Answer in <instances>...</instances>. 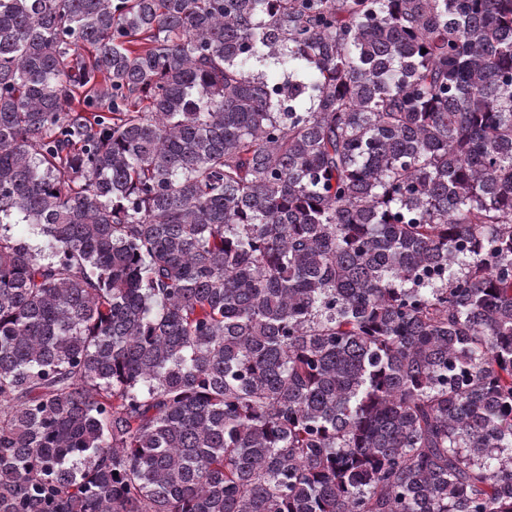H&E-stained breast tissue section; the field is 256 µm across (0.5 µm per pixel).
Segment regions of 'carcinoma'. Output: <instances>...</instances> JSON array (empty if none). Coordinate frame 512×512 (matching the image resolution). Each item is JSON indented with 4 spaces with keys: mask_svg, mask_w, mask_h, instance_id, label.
<instances>
[{
    "mask_svg": "<svg viewBox=\"0 0 512 512\" xmlns=\"http://www.w3.org/2000/svg\"><path fill=\"white\" fill-rule=\"evenodd\" d=\"M0 512H512V0H0Z\"/></svg>",
    "mask_w": 512,
    "mask_h": 512,
    "instance_id": "cac0c4a2",
    "label": "carcinoma"
}]
</instances>
